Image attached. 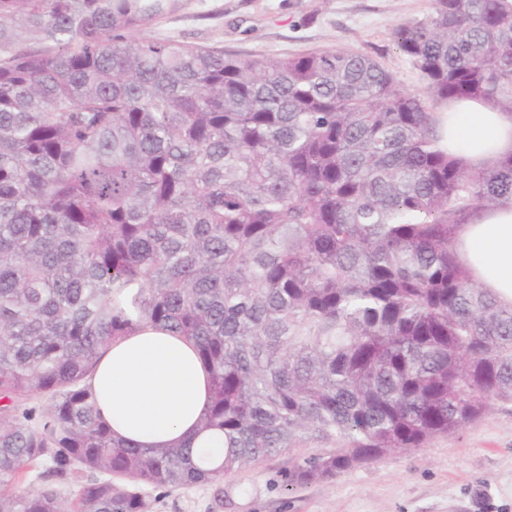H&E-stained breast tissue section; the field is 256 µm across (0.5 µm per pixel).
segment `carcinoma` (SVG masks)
<instances>
[{
	"mask_svg": "<svg viewBox=\"0 0 512 512\" xmlns=\"http://www.w3.org/2000/svg\"><path fill=\"white\" fill-rule=\"evenodd\" d=\"M183 6L0 0V512H150L147 489L202 484L222 503L291 453L285 488L326 482L512 403V305L455 247L512 209V153L472 168L437 131L460 101L512 114V0L401 23L413 93L351 49L134 36ZM148 326L209 371L216 468L99 416V358Z\"/></svg>",
	"mask_w": 512,
	"mask_h": 512,
	"instance_id": "cac0c4a2",
	"label": "carcinoma"
}]
</instances>
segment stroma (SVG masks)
<instances>
[{
	"label": "stroma",
	"instance_id": "obj_1",
	"mask_svg": "<svg viewBox=\"0 0 512 512\" xmlns=\"http://www.w3.org/2000/svg\"><path fill=\"white\" fill-rule=\"evenodd\" d=\"M431 0H187L143 36L223 47L240 57L346 48L379 60L404 90H420L396 27L425 16ZM289 455L261 460L224 483L223 503L199 485L152 492L151 512H512V404L497 405L459 433L358 466L336 479L281 490Z\"/></svg>",
	"mask_w": 512,
	"mask_h": 512
}]
</instances>
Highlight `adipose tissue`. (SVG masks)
<instances>
[{"label":"adipose tissue","instance_id":"1","mask_svg":"<svg viewBox=\"0 0 512 512\" xmlns=\"http://www.w3.org/2000/svg\"><path fill=\"white\" fill-rule=\"evenodd\" d=\"M444 118V138L468 162L485 165L512 152V115L462 101ZM457 249L483 288L512 304V210L490 209L464 225ZM91 384L100 415L115 435L142 445L190 436L207 461L223 460V436L197 430L208 404L209 374L184 339L149 327L116 342L100 359Z\"/></svg>","mask_w":512,"mask_h":512}]
</instances>
